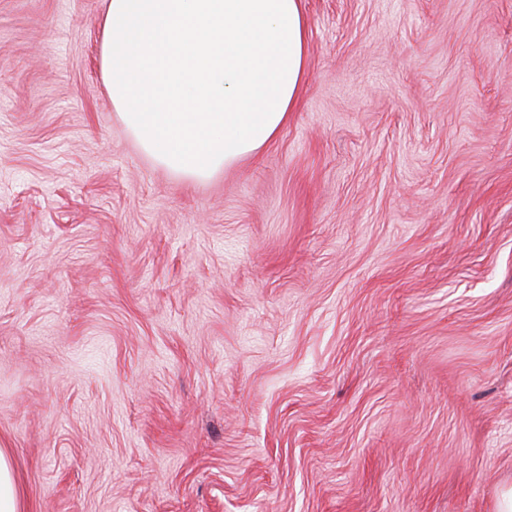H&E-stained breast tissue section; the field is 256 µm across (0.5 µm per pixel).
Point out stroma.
I'll return each instance as SVG.
<instances>
[{"label":"stroma","instance_id":"1","mask_svg":"<svg viewBox=\"0 0 512 512\" xmlns=\"http://www.w3.org/2000/svg\"><path fill=\"white\" fill-rule=\"evenodd\" d=\"M276 139L158 166L105 0H0V448L24 512H494L512 0H302Z\"/></svg>","mask_w":512,"mask_h":512}]
</instances>
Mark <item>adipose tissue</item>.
I'll use <instances>...</instances> for the list:
<instances>
[{"instance_id": "ef3b65f1", "label": "adipose tissue", "mask_w": 512, "mask_h": 512, "mask_svg": "<svg viewBox=\"0 0 512 512\" xmlns=\"http://www.w3.org/2000/svg\"><path fill=\"white\" fill-rule=\"evenodd\" d=\"M101 69L154 162L207 180L272 142L307 67L302 0H106Z\"/></svg>"}]
</instances>
